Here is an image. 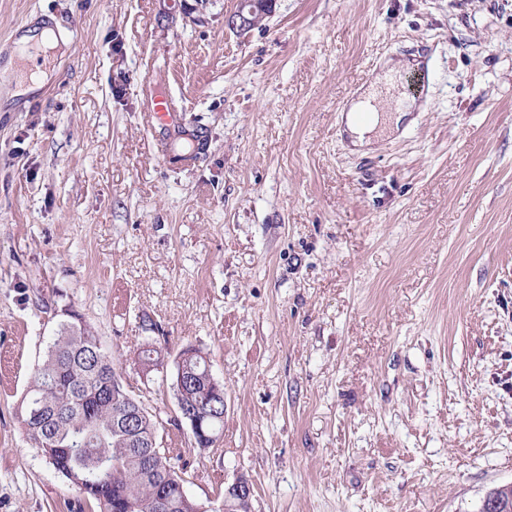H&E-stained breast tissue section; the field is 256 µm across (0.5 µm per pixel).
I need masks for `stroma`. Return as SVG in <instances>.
Instances as JSON below:
<instances>
[{
	"instance_id": "stroma-1",
	"label": "stroma",
	"mask_w": 512,
	"mask_h": 512,
	"mask_svg": "<svg viewBox=\"0 0 512 512\" xmlns=\"http://www.w3.org/2000/svg\"><path fill=\"white\" fill-rule=\"evenodd\" d=\"M238 3L0 0V512L77 499L17 414L67 309L192 499L478 512L512 483V0H275L245 33ZM44 22L42 84L11 96L13 32ZM405 60L413 112L354 149L345 113ZM144 343L209 358L215 446ZM177 410H179L178 414L180 412V416L177 417L178 420L180 422L186 423L189 426L194 436V441L196 445L200 446L199 448L204 449V447L210 446L211 444L207 445V438L215 439V437L212 435H215V440L216 442L218 441L220 432L224 428V416H221L222 413L220 412V410H216V413L212 418H207L205 420V428L208 431V433H211L212 435L206 433V431L203 429V422L200 419H198L192 412L185 413L183 411L181 402L179 404V407L177 406ZM252 496L253 490L251 484L246 479L241 478L227 489H224L223 492L220 491L215 495L216 502L224 500V502H221L219 505L220 510H217L218 505L210 504L209 501L206 505L199 504L203 510H210L208 512H252Z\"/></svg>"
}]
</instances>
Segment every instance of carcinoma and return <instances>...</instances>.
<instances>
[{
  "instance_id": "obj_1",
  "label": "carcinoma",
  "mask_w": 512,
  "mask_h": 512,
  "mask_svg": "<svg viewBox=\"0 0 512 512\" xmlns=\"http://www.w3.org/2000/svg\"><path fill=\"white\" fill-rule=\"evenodd\" d=\"M136 361L161 365L164 356L143 344ZM183 368L184 402L211 401L205 359L193 355ZM114 373L112 355L80 314L59 324L20 406L33 447L77 488L78 512H197L172 465L174 449L158 441L161 422L139 399L112 392Z\"/></svg>"
}]
</instances>
